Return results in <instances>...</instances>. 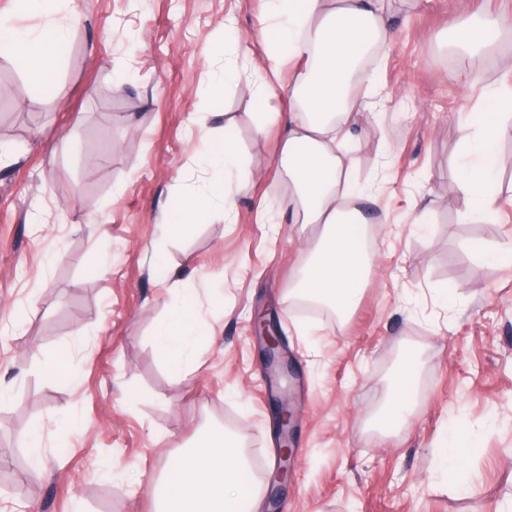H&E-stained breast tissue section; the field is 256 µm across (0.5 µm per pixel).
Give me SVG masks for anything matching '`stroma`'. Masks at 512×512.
<instances>
[{
  "instance_id": "stroma-1",
  "label": "stroma",
  "mask_w": 512,
  "mask_h": 512,
  "mask_svg": "<svg viewBox=\"0 0 512 512\" xmlns=\"http://www.w3.org/2000/svg\"><path fill=\"white\" fill-rule=\"evenodd\" d=\"M485 12L512 20V0H408L375 54L393 105L365 116L349 147L354 179L384 213L343 320L298 312L291 294L316 239L286 221L279 126L260 135L251 117L260 0H70L51 94L0 58V144L14 148L0 158V512H151L153 480L209 429L233 435L268 487L278 390L253 335L258 310L279 323L297 418L293 476L260 512H512V265L491 274L478 254L512 240V138L498 145L495 220L469 223L449 190L461 124L511 74L512 34L466 69L444 54L451 25ZM228 55L232 98L212 84ZM228 121L252 174L233 196L236 223L215 204L190 234L162 239L155 219L201 185L192 130ZM270 210L280 223H264ZM158 251L177 272L165 286ZM96 264L103 275H90ZM184 288L213 332L194 337L196 369L182 380L153 333ZM59 351L67 382L44 373ZM408 358L412 409L382 427ZM454 436L479 448L461 482L443 465Z\"/></svg>"
}]
</instances>
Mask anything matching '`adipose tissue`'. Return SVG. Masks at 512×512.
<instances>
[{
	"label": "adipose tissue",
	"instance_id": "ef3b65f1",
	"mask_svg": "<svg viewBox=\"0 0 512 512\" xmlns=\"http://www.w3.org/2000/svg\"><path fill=\"white\" fill-rule=\"evenodd\" d=\"M21 14L43 18L35 28L0 21V50L18 61L32 82L53 81L62 57L65 34L56 16L66 0H16ZM276 23L264 46V61L257 70L253 93L259 129L277 124L283 129L279 164L288 176V218L294 224L320 225L313 257L299 273L296 293L311 296L346 317L357 302L374 264L365 237L369 217L381 209L378 195L352 184V157L340 147L354 135L359 117L383 111L376 69L365 56L370 49L389 45L395 37L392 0H273ZM501 17L486 15L479 23L455 27L453 39L463 64L472 61L477 47L494 46L501 38ZM305 62L307 69L289 87L290 107L269 108L277 74L284 60ZM359 77L362 96L347 97L351 77ZM512 110V85L496 87L486 98L476 121L462 129L465 160L456 166L450 185L476 221L497 214L494 173L497 146L512 129L504 122ZM200 160L210 171L200 195L184 197L179 207L162 213V234L189 232L203 202L224 208L225 223H234L230 201L233 180L248 182L231 132L216 136L197 130ZM206 330L195 294L183 289L179 302L155 330L156 343L169 371L188 374L192 364L191 337ZM151 494L155 512H256L260 489L248 460L223 432L205 435L196 446L179 453L173 468L155 483Z\"/></svg>",
	"mask_w": 512,
	"mask_h": 512
}]
</instances>
